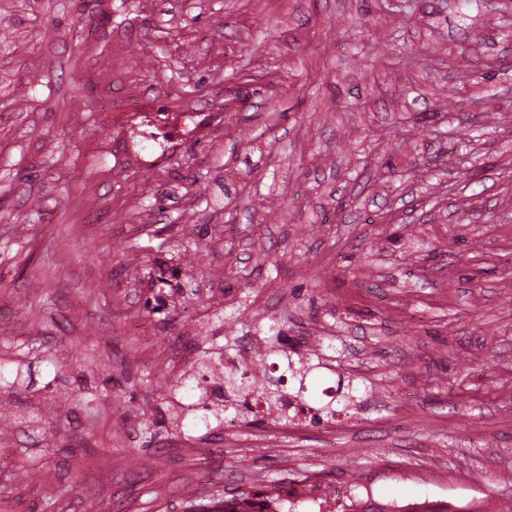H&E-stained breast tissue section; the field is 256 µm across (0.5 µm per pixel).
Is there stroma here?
Wrapping results in <instances>:
<instances>
[{
  "label": "stroma",
  "instance_id": "35a3bbf8",
  "mask_svg": "<svg viewBox=\"0 0 512 512\" xmlns=\"http://www.w3.org/2000/svg\"><path fill=\"white\" fill-rule=\"evenodd\" d=\"M274 321L357 398L186 427ZM0 374V512L512 499V0H0Z\"/></svg>",
  "mask_w": 512,
  "mask_h": 512
}]
</instances>
